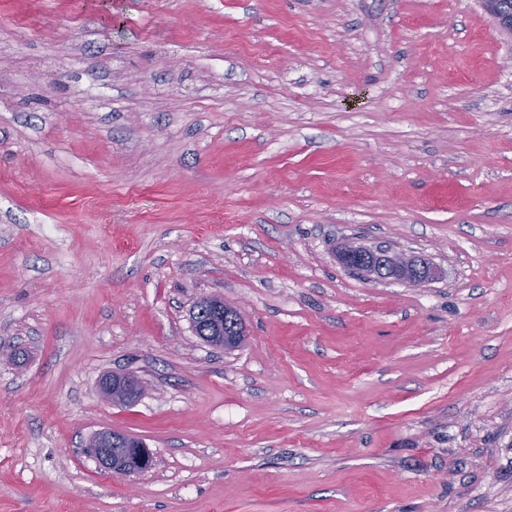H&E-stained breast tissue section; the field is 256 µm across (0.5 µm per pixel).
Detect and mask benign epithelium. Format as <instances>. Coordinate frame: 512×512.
I'll return each mask as SVG.
<instances>
[{
  "label": "benign epithelium",
  "instance_id": "7a95c632",
  "mask_svg": "<svg viewBox=\"0 0 512 512\" xmlns=\"http://www.w3.org/2000/svg\"><path fill=\"white\" fill-rule=\"evenodd\" d=\"M484 9L495 19L499 30L512 40V17L502 12L500 0H480ZM339 263L348 271L360 274L371 281H391L385 276L389 266L399 273L398 282L408 287H420L432 279L429 262L418 255L398 252L391 247H365L347 244L339 256ZM192 315L197 321L213 326L206 341L221 348H229L246 336V323L240 309L228 305L216 296L200 298ZM102 398L114 404L131 405L145 393L143 381L132 373H107L98 382ZM120 438L110 430L97 432L91 439L88 453L98 466L114 476H130L153 465V453L145 444L132 443L120 448Z\"/></svg>",
  "mask_w": 512,
  "mask_h": 512
}]
</instances>
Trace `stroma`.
Returning <instances> with one entry per match:
<instances>
[{
	"label": "stroma",
	"mask_w": 512,
	"mask_h": 512,
	"mask_svg": "<svg viewBox=\"0 0 512 512\" xmlns=\"http://www.w3.org/2000/svg\"><path fill=\"white\" fill-rule=\"evenodd\" d=\"M206 295L242 347L195 335ZM112 371L148 393L105 402ZM104 429L152 469L101 470ZM0 512H512V41L480 0H0ZM369 254L380 257L381 264L395 269L399 273L398 281L408 287H420L432 279L429 262L418 255L398 252L391 247H365L346 244L340 252L338 262L348 271L360 274L366 279L377 282L393 280V276L384 278V267L368 261ZM192 315L198 322L213 326V331L207 332L209 336H204L212 345L229 349L239 337L246 336V323L240 309L227 305L222 297L200 298L193 307Z\"/></svg>",
	"instance_id": "obj_1"
}]
</instances>
